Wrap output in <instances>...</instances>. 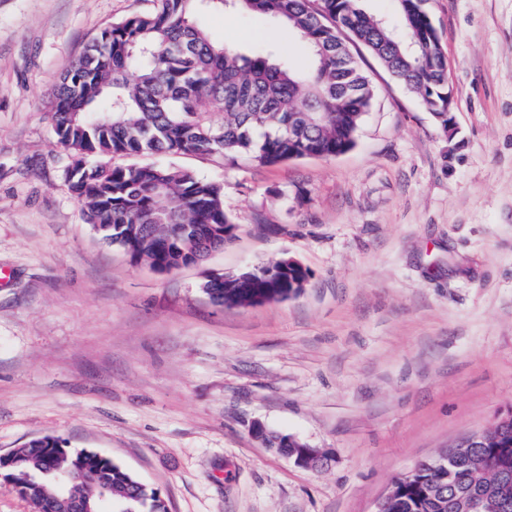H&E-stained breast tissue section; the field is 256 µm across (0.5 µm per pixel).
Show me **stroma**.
Returning <instances> with one entry per match:
<instances>
[{"label":"stroma","mask_w":512,"mask_h":512,"mask_svg":"<svg viewBox=\"0 0 512 512\" xmlns=\"http://www.w3.org/2000/svg\"><path fill=\"white\" fill-rule=\"evenodd\" d=\"M154 5L0 0V455L59 438L168 512H374L419 460L512 414V0H428L455 135L355 45L376 97L342 155L129 156L220 183L236 226L163 274L85 222L48 100L104 27ZM199 24L309 66L258 14ZM285 256L311 273L288 299L219 307L202 290ZM256 423L327 464L297 465Z\"/></svg>","instance_id":"35a3bbf8"}]
</instances>
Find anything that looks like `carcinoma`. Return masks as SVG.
<instances>
[{
	"instance_id": "1",
	"label": "carcinoma",
	"mask_w": 512,
	"mask_h": 512,
	"mask_svg": "<svg viewBox=\"0 0 512 512\" xmlns=\"http://www.w3.org/2000/svg\"><path fill=\"white\" fill-rule=\"evenodd\" d=\"M365 0H157L154 11L103 28L52 91L55 145L86 222L137 264L179 268L206 258L233 238L223 187L173 165L112 166L123 154L223 155L261 165L334 155L351 149L375 94L349 44L363 46L444 123L447 60L432 39L424 0H396L395 29L366 11ZM245 9L287 26L310 47L299 71L277 50L252 55L212 41L197 23L206 11ZM224 115L221 123L215 113ZM237 275L203 291L221 305L238 303ZM43 436L14 451L9 467L19 492L37 512H71L90 497L93 512H167L161 492L112 460L66 448ZM448 469L431 458L416 480L396 481L388 512H459L467 496L502 498L512 512V418L483 439L447 449ZM83 462V480L68 491L62 472Z\"/></svg>"
}]
</instances>
